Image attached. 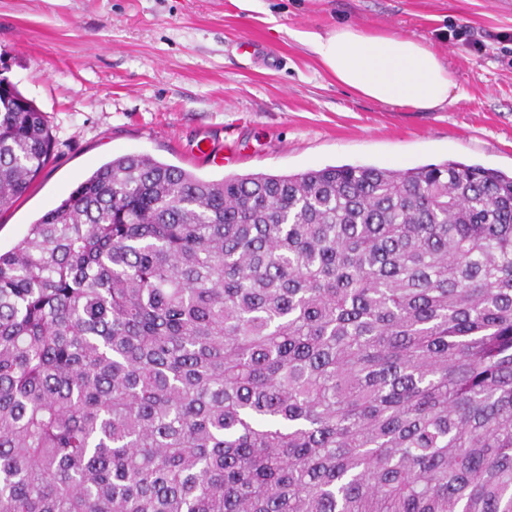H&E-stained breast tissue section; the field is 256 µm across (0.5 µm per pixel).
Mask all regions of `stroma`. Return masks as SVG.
Here are the masks:
<instances>
[{
  "instance_id": "obj_1",
  "label": "stroma",
  "mask_w": 512,
  "mask_h": 512,
  "mask_svg": "<svg viewBox=\"0 0 512 512\" xmlns=\"http://www.w3.org/2000/svg\"><path fill=\"white\" fill-rule=\"evenodd\" d=\"M349 24L421 39L453 99L424 112L340 85L301 33ZM468 27L467 43L449 39ZM264 41L268 61L240 52ZM45 113L47 168L0 212V250L113 157L219 180L453 160L512 175V0H0V78Z\"/></svg>"
}]
</instances>
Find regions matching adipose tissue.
<instances>
[{"instance_id":"1","label":"adipose tissue","mask_w":512,"mask_h":512,"mask_svg":"<svg viewBox=\"0 0 512 512\" xmlns=\"http://www.w3.org/2000/svg\"><path fill=\"white\" fill-rule=\"evenodd\" d=\"M304 41L338 83L381 104L431 111L453 94L444 60L416 38L345 25L305 33Z\"/></svg>"}]
</instances>
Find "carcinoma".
<instances>
[{
  "mask_svg": "<svg viewBox=\"0 0 512 512\" xmlns=\"http://www.w3.org/2000/svg\"><path fill=\"white\" fill-rule=\"evenodd\" d=\"M54 144L0 78V211ZM0 512H512V176L103 164L0 253Z\"/></svg>",
  "mask_w": 512,
  "mask_h": 512,
  "instance_id": "obj_1",
  "label": "carcinoma"
}]
</instances>
